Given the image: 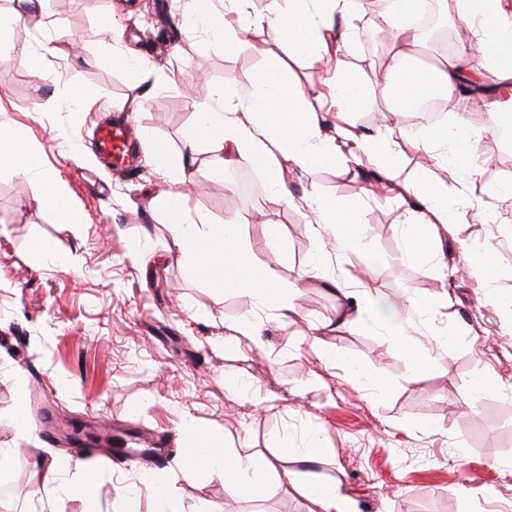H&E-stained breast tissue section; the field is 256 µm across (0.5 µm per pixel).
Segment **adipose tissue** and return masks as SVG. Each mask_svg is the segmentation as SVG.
Here are the masks:
<instances>
[{
    "instance_id": "adipose-tissue-1",
    "label": "adipose tissue",
    "mask_w": 512,
    "mask_h": 512,
    "mask_svg": "<svg viewBox=\"0 0 512 512\" xmlns=\"http://www.w3.org/2000/svg\"><path fill=\"white\" fill-rule=\"evenodd\" d=\"M438 2L440 9H452L454 17L471 32L480 59L471 61L466 53L460 52L443 57L438 65L427 70L409 67L418 46V34L402 18L408 14L411 0H387L384 15L392 55L382 93L393 111L405 112L408 103L437 93L455 111L476 91L492 100L490 120L512 112V20L507 17L503 0ZM242 3L243 0H190L185 19L194 28L221 35L225 47L233 49L243 44L253 23L243 15ZM356 4L357 0H270L268 12L255 23L266 27L274 39L282 40L289 55L319 56L329 50L327 35L337 34L344 42L354 38ZM252 50L264 60L263 70L246 81L228 80L210 101L199 105L201 117L178 155H171L160 146L155 149L159 160L157 173L162 181L172 185V194L180 201L178 211L170 216L173 243L190 260L196 277L217 295L226 291L249 293L264 307L275 310L282 322H292L296 315L277 271L291 250L287 237L279 230H271L270 257L260 261L240 237L243 215L230 213L223 223L214 224L205 214L191 208L186 186L192 177L193 156L203 144L213 148L211 164L217 170L239 160L261 161L270 190L286 204H299L313 214L314 238L329 237L335 244L333 252L313 253L308 269L316 278L332 281L336 263L361 249L362 230L356 226V216L350 207L320 190L300 199L293 197L288 189V176L311 175L318 168L344 161L340 145L346 141L353 142L361 155L407 198L410 220L402 227L407 256L437 261L435 242L439 233L460 223L466 198L460 189L445 182L421 176L402 179L401 160L405 152L429 149L446 159L449 167L465 168L469 159L466 146L470 142L467 127L458 122L438 124L421 134L404 136L402 143L397 144L383 128L367 133L352 124L329 126L324 115L330 109L340 106L356 112L366 104L359 83L343 67H336L324 90L313 97L291 80L281 60L271 55L265 44H254ZM490 73L495 76L491 83L486 80ZM17 171L38 177V205L64 210L66 223L83 222L82 213L70 205L61 179L42 168L37 154H26ZM356 284L371 313L387 327L398 326L403 313L426 315L431 311L428 300L406 302L393 292H372L369 281L361 277ZM181 431L192 435V450L179 454L171 469L196 475L220 472L239 496H262L275 472L270 459L228 447L223 435L200 432L190 418L183 419ZM171 469L142 470L130 477L121 474L113 486L122 498L148 496L152 512H211L204 503L183 508L170 488ZM69 473L74 476L68 486L70 495L83 504L85 512H103L98 471L90 463L57 459L49 467L34 468L31 482L36 489H45ZM285 485L299 488L309 498L312 512H356L348 495L319 479L299 485L289 477Z\"/></svg>"
}]
</instances>
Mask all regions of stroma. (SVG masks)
Returning <instances> with one entry per match:
<instances>
[{
  "instance_id": "1",
  "label": "stroma",
  "mask_w": 512,
  "mask_h": 512,
  "mask_svg": "<svg viewBox=\"0 0 512 512\" xmlns=\"http://www.w3.org/2000/svg\"><path fill=\"white\" fill-rule=\"evenodd\" d=\"M25 8L24 0H0V135L39 153L84 221L66 224L35 205L38 181L17 173L13 150L0 153V445L16 450L8 496L17 512H80L81 503L60 487L33 497L34 466L70 454L130 472L144 468L148 441L181 447L186 414L201 431H224L232 446L263 454L319 433L315 466L283 457L275 468L301 483L312 472L338 483L357 512H512V295L489 297L464 269L459 243L468 234L488 240L491 274L512 272V201L488 196L481 165L498 148L488 100L470 96L461 116L473 136L467 168L448 169L431 151L409 153L404 163L405 175L448 181L470 200L467 226L439 234L443 266L405 256L400 227L409 205L381 192L367 161L292 178L293 195L317 184L349 205L363 227L362 250L336 265L332 287L297 286L318 246L312 214L285 205L263 172L244 161L236 168L250 174L253 189L230 187L209 165L211 148L200 147L192 207L217 224L229 211L246 215L241 236L259 259L269 255L271 228L292 245L279 273L302 318L284 325L244 294L215 295L194 275L157 203L169 186L149 159L108 174L87 148L98 123L120 107L132 135L149 131L179 153L198 104L227 80L255 76L262 60L248 47L228 50L217 37L187 28L182 0H70L64 9L45 0L43 17L24 22L17 15ZM108 14L148 67L132 73L112 64V42L97 33ZM357 14L356 36L333 60L289 59L266 30L253 37L267 41L290 78L313 95L343 61L370 104L334 120L370 130L389 107L381 93L389 54L384 25L373 24L365 9ZM45 41L57 44L56 55L40 57ZM171 69L176 82H164ZM78 86L96 90L95 106L70 105ZM144 238L151 256H134V243ZM37 240L53 245L61 265L32 254ZM363 269L378 288L433 301V316L407 314L396 335L369 315L331 328L343 304L338 289L353 291L351 277ZM246 317L259 326L261 348H248L235 332ZM435 331L456 333V342L417 370ZM316 346L330 353V366L316 363ZM487 377L504 391L479 393ZM21 390L36 394L44 425L31 437L12 426ZM173 487L184 503L205 501L214 512L311 508L303 493L275 481L259 499L236 496L219 473L178 472Z\"/></svg>"
}]
</instances>
